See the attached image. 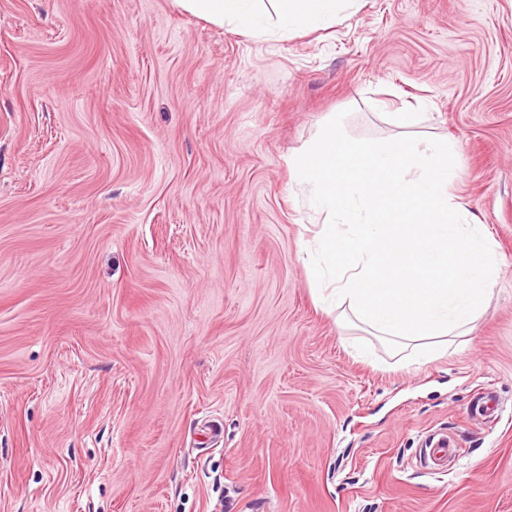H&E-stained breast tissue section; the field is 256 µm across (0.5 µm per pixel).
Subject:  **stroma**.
<instances>
[{
    "instance_id": "stroma-1",
    "label": "stroma",
    "mask_w": 512,
    "mask_h": 512,
    "mask_svg": "<svg viewBox=\"0 0 512 512\" xmlns=\"http://www.w3.org/2000/svg\"><path fill=\"white\" fill-rule=\"evenodd\" d=\"M402 109L500 258L467 343L407 368L316 305L288 167L338 113L378 140ZM0 512H512V0L270 40L0 0ZM457 453V445L448 438V434L434 432L422 446L420 460L427 470L444 472L448 468V461L455 458Z\"/></svg>"
}]
</instances>
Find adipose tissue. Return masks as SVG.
Masks as SVG:
<instances>
[{
  "label": "adipose tissue",
  "instance_id": "1",
  "mask_svg": "<svg viewBox=\"0 0 512 512\" xmlns=\"http://www.w3.org/2000/svg\"><path fill=\"white\" fill-rule=\"evenodd\" d=\"M181 11L215 26L233 25L248 38L266 39L302 28L335 23L339 15L356 6L357 0H277L275 18H268L258 0H173Z\"/></svg>",
  "mask_w": 512,
  "mask_h": 512
}]
</instances>
